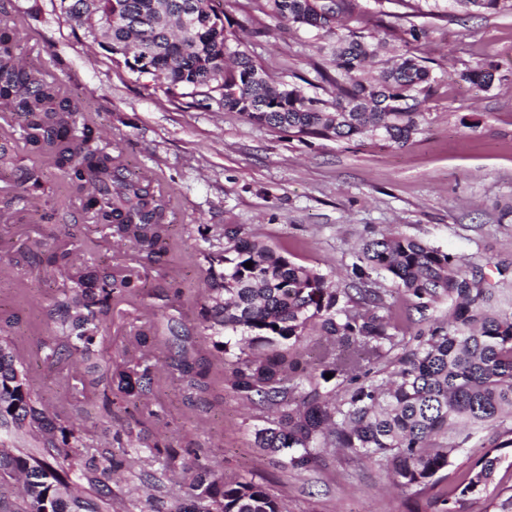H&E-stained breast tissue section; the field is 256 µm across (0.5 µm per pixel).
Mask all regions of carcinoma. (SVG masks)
<instances>
[{"label":"carcinoma","instance_id":"obj_1","mask_svg":"<svg viewBox=\"0 0 512 512\" xmlns=\"http://www.w3.org/2000/svg\"><path fill=\"white\" fill-rule=\"evenodd\" d=\"M255 11L290 28L325 31L334 44L313 63L317 82L303 87L270 80L243 39L224 25L214 0H60V11L86 35L103 33L112 61L131 68L146 58L148 73L168 95H189L206 109L237 111L271 130L296 136L351 140L371 136L402 147L419 131L420 97L432 76L413 43L427 29L390 27L385 37L349 28L367 15L361 0H251ZM402 17L448 18L512 13V0H395ZM17 32L0 27V110L24 117L30 150L62 171L105 237L132 244L140 257L159 263L169 252L167 203L151 184L130 172L121 155L99 146L100 135L80 100L64 93L42 71L15 53ZM461 80L483 88L493 72L462 71ZM42 169H25L18 200L44 188ZM23 258L29 270L45 268L62 279L46 309L54 325L44 339V360L57 370L75 355L90 360L105 338L112 304L127 296H152L139 271L110 264L90 270L76 249L47 248L29 238L17 251L0 247V264ZM207 295L201 304L200 344L189 341L175 301L160 317L171 335L183 330L170 368L199 393L209 389L197 369L220 354L236 398L271 415L254 432L256 447L295 470L308 469L323 448L391 474L411 492L412 512H471L478 500L499 498L502 450L512 447V289L470 275L458 256L391 230L369 239L352 264L353 287L294 263L274 247L224 225V249L204 256ZM252 263L248 269L244 263ZM391 280L406 308L394 310L388 290L372 275ZM447 306L446 315L418 327L411 310ZM151 324L123 352L105 359L112 405L138 403L151 393L155 349ZM333 374L336 384L325 378ZM0 428L25 430L46 455L0 440V512H112V490L97 498L96 474L120 465L110 450L84 456L83 428L49 408L27 379L16 345L0 336ZM164 469L184 468L170 444L154 443ZM187 499L174 512H286L263 485L224 479L198 465L187 477Z\"/></svg>","mask_w":512,"mask_h":512}]
</instances>
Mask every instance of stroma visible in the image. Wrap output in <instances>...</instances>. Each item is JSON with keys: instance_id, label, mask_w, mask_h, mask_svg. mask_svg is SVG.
Wrapping results in <instances>:
<instances>
[{"instance_id": "1", "label": "stroma", "mask_w": 512, "mask_h": 512, "mask_svg": "<svg viewBox=\"0 0 512 512\" xmlns=\"http://www.w3.org/2000/svg\"><path fill=\"white\" fill-rule=\"evenodd\" d=\"M227 19L249 32L247 47L273 79H314L318 40L253 11L249 0H220ZM0 26L19 34L24 61L43 66L63 91L84 100L106 151L163 192L175 214L171 227L176 260L146 265L150 287L178 295L188 326L198 323L204 292L202 250L224 247V227L286 250L290 261L333 275L340 287L362 244L374 232L393 229L481 269L488 280L512 272V15L455 18L428 24L422 52L435 79L418 133L403 147L375 138L336 142L300 139L249 122L235 111L207 110L192 98H173L151 79L113 62L110 54L72 30L59 0H0ZM496 67L501 79L482 90L460 81L461 71ZM0 144L21 160L0 179V241L50 233V246L77 247L97 238L61 173L46 168L51 195L16 198L30 164L21 123L0 112ZM208 228L201 239L199 228ZM54 288L24 268H0V331L15 342L29 383L50 406H64L82 422L94 448H113L124 466L113 475L112 512H173L186 497L182 484L163 474L162 459L148 444L170 443L187 466L246 478L278 496L288 512H409L410 492L392 486L385 473L363 461L326 452L309 470L282 466L254 445L263 426L259 409L243 405L224 382V365L212 361L205 403L191 401L185 382L164 371L165 342L152 355L160 370L144 402L112 407L102 423V393L73 398L72 378L86 374L77 362L61 374L42 362L38 345L50 329L43 309ZM161 297H131L113 313L104 353L130 345L138 326L155 320ZM140 434L142 444L122 449L119 433Z\"/></svg>"}]
</instances>
